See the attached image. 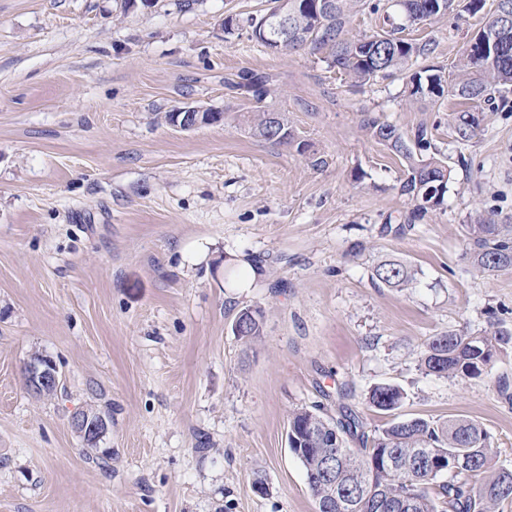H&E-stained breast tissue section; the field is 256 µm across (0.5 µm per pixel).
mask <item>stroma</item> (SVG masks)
Segmentation results:
<instances>
[{"instance_id": "1", "label": "stroma", "mask_w": 512, "mask_h": 512, "mask_svg": "<svg viewBox=\"0 0 512 512\" xmlns=\"http://www.w3.org/2000/svg\"><path fill=\"white\" fill-rule=\"evenodd\" d=\"M482 11L407 29L412 70L453 68ZM268 0H0V512H316L288 447L292 411L466 418L512 469V353L487 376L425 372L431 336L512 327V268L476 272L467 226L512 224V109L446 95L415 103L406 76L360 89L322 54L280 55L250 34ZM232 29H225V18ZM295 142L254 137L239 74ZM194 105L224 123L161 122ZM480 119L455 139L459 112ZM426 127L450 173L443 206L411 219L405 164L365 127ZM263 276L237 285L230 254ZM398 260L411 288L373 280ZM261 308L263 334L232 332ZM51 358V396L27 385ZM109 414L97 450L70 427ZM262 478L266 493L253 486ZM405 398L403 390L393 385L375 386L369 394V403L376 410L392 414L400 408Z\"/></svg>"}]
</instances>
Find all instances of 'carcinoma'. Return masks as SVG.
<instances>
[{
    "label": "carcinoma",
    "instance_id": "cac0c4a2",
    "mask_svg": "<svg viewBox=\"0 0 512 512\" xmlns=\"http://www.w3.org/2000/svg\"><path fill=\"white\" fill-rule=\"evenodd\" d=\"M288 0V13L295 16L297 38L276 42L268 40L271 15L266 13L249 21L251 36L274 53H287L300 46L314 52H328L329 67L365 85L386 79L408 69L409 61L422 48L403 36L406 28L438 21L459 7L457 0H399L404 22L398 23L385 12L381 0ZM383 13L381 31L358 40L344 37L350 14L356 9ZM240 87L257 102L270 95L269 79L258 74L242 75ZM407 98L425 100L449 93L465 102L505 99L512 92V37L490 63L480 61L477 52L462 53L455 70L446 74L440 67H427L412 73L406 83ZM259 108L246 118L253 136L267 141L290 144L294 141L288 117L276 118ZM479 120L471 112H462L455 126L456 140L468 141ZM374 137L406 162L407 177L401 192L416 201L411 218L421 216L444 204L450 171L432 149L428 130L418 128L413 137H404L398 129L376 120L367 121ZM469 253L473 266L481 273H493L512 266V224H496L480 218L467 225ZM375 278L390 288H406L416 280L415 270L395 260L379 264ZM249 324L239 339L250 343L263 335V314L258 308H246L237 319ZM512 350V328L498 320L474 334L466 329L431 337L421 356L420 367L438 376L474 379L491 370L495 359ZM404 392L393 385H378L369 394L375 409L391 414L400 408ZM358 439L363 448L347 447V439ZM288 446L300 460L317 512H339L337 499L359 495L354 512H497L500 505L512 502V469L495 468L491 436L478 422L450 419L446 422L424 418L393 419L369 435L359 415L343 412L337 418L308 409L292 412ZM336 458L344 469V483L331 489L321 478L323 457ZM400 466L388 470L386 457ZM449 479L442 480L443 475ZM480 478L475 485L472 479Z\"/></svg>",
    "mask_w": 512,
    "mask_h": 512
}]
</instances>
